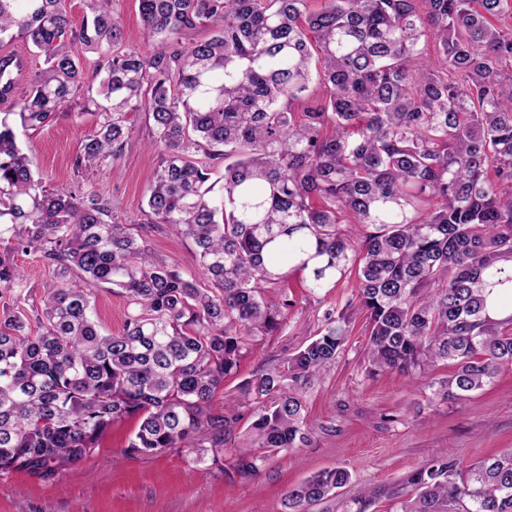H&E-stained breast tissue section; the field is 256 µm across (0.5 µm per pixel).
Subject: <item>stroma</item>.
<instances>
[{
	"label": "stroma",
	"mask_w": 512,
	"mask_h": 512,
	"mask_svg": "<svg viewBox=\"0 0 512 512\" xmlns=\"http://www.w3.org/2000/svg\"><path fill=\"white\" fill-rule=\"evenodd\" d=\"M129 119L132 135L125 156L105 162L91 181L118 203L122 218L139 223L159 156L145 144V113ZM96 130L95 116L87 113L62 115L40 131L20 129L16 136L34 174L51 186L67 187L75 181L73 157ZM149 238L170 266L198 274L189 239L165 226ZM303 279L293 273L285 292L270 293L275 303L292 296L295 307L280 334L264 337L215 399L217 410L240 417L224 440L225 453L252 445L249 425L260 397L249 381L261 373L283 372L289 358L318 334L325 313L339 311L354 292L355 282L347 278L312 295ZM364 326V313L353 312L343 355L300 391L309 441L267 459L256 475L220 472L196 462L188 451L129 456L126 440L134 424L124 421L113 426L99 448L53 479L0 472V512H280L288 489L336 466L351 472V483L312 512H353L358 505L364 512H390L412 495V475L442 451L473 463L512 450V369L459 401L442 395L441 383L450 371L445 362L418 379L390 373L369 380L363 374Z\"/></svg>",
	"instance_id": "obj_1"
}]
</instances>
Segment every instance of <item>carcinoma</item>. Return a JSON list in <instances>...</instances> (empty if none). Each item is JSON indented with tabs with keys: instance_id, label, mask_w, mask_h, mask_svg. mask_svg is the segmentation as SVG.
Returning <instances> with one entry per match:
<instances>
[{
	"instance_id": "cac0c4a2",
	"label": "carcinoma",
	"mask_w": 512,
	"mask_h": 512,
	"mask_svg": "<svg viewBox=\"0 0 512 512\" xmlns=\"http://www.w3.org/2000/svg\"><path fill=\"white\" fill-rule=\"evenodd\" d=\"M113 2L88 0L77 30L63 0H0V44L24 39L45 59L0 116V472L50 479L133 420L130 455L187 448L253 475L306 439L297 386L336 365L354 303L371 378L447 361L448 399L462 400L512 368V316L487 315L493 295L512 306V0H138L150 53L122 48ZM201 26L209 38L184 41ZM72 40L98 52L103 99L70 112L92 104L99 118L75 175L120 160L128 113L148 116L160 159L139 226L92 186L48 188L9 121L42 129L81 91ZM162 224L191 240L204 281L151 250ZM28 252L56 279L38 301L13 261ZM294 272L311 294L347 276L356 294L288 359L294 386L256 379L270 404L228 461L239 415L214 399L257 337L280 331L295 301L266 295ZM100 290L131 307L117 335L94 319ZM351 479L311 475L286 512ZM411 485L395 512H512V452L444 454Z\"/></svg>"
}]
</instances>
